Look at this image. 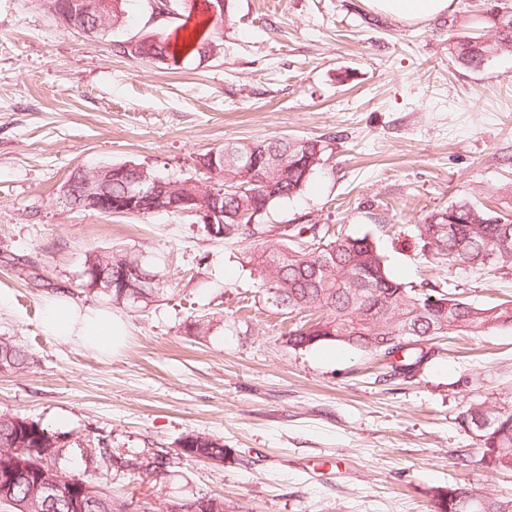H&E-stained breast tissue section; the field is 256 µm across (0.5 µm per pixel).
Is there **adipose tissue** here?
I'll return each mask as SVG.
<instances>
[{"instance_id":"1","label":"adipose tissue","mask_w":512,"mask_h":512,"mask_svg":"<svg viewBox=\"0 0 512 512\" xmlns=\"http://www.w3.org/2000/svg\"><path fill=\"white\" fill-rule=\"evenodd\" d=\"M367 3L371 9L407 24L450 14L456 9V0H367ZM42 328L49 335L71 339L100 352L116 350L127 336L125 321L112 310L82 308L64 296L46 303Z\"/></svg>"}]
</instances>
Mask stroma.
<instances>
[{"mask_svg":"<svg viewBox=\"0 0 512 512\" xmlns=\"http://www.w3.org/2000/svg\"><path fill=\"white\" fill-rule=\"evenodd\" d=\"M512 0H457L413 25L362 0H230L224 51L173 67L115 51L183 21L153 0H122V26L89 37L41 0H0V339L27 350L0 372V413L57 437L70 473L113 498L173 503L220 497L224 512H436L449 487L512 497V472L480 464L468 410L512 411V329L432 341L413 375L335 343L295 348L308 313L265 303L252 257L289 225L370 236L393 277L443 286L491 307L512 274L439 263L418 226L467 201L512 219V49L483 67L450 53L473 14ZM322 139L329 159L274 206L262 242L218 241L196 217L71 208L75 171L139 164L215 184L197 163L235 141ZM124 252L166 282L147 306L89 291V252ZM108 307L129 324L100 353L47 335L46 300ZM189 434L224 445L215 463L181 451ZM161 472L134 478L100 448Z\"/></svg>","mask_w":512,"mask_h":512,"instance_id":"obj_1","label":"stroma"}]
</instances>
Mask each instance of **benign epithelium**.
I'll list each match as a JSON object with an SVG mask.
<instances>
[{"mask_svg":"<svg viewBox=\"0 0 512 512\" xmlns=\"http://www.w3.org/2000/svg\"><path fill=\"white\" fill-rule=\"evenodd\" d=\"M94 6L79 0L70 14H55V18L70 28H76L86 35L110 30L106 14L96 12L99 19L93 24L88 22ZM112 181V168H98L92 171H77L62 187V196L68 203L83 210L104 214H136L142 211L145 201L166 197L172 204L166 207L169 212L190 214L198 218L201 224H213L221 217L219 196L210 189H204L194 182L172 183L147 174L146 168L138 169V174L130 181L126 196L122 200H113L108 191ZM26 475V464L12 462L0 470V490H7L19 478Z\"/></svg>","mask_w":512,"mask_h":512,"instance_id":"obj_1","label":"benign epithelium"}]
</instances>
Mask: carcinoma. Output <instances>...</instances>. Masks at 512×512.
Returning <instances> with one entry per match:
<instances>
[{"label": "carcinoma", "mask_w": 512, "mask_h": 512, "mask_svg": "<svg viewBox=\"0 0 512 512\" xmlns=\"http://www.w3.org/2000/svg\"><path fill=\"white\" fill-rule=\"evenodd\" d=\"M484 38H494L512 48V38L504 40L498 24L484 26L483 18L473 21L472 31L458 37L449 46L451 53L468 66L480 63L470 55L472 46ZM216 24L206 35L196 39L188 35L178 47L163 36L155 54L169 64L178 57L203 62L221 52ZM328 145L320 139H265L226 142L224 176L217 182L222 191L221 220L207 224L210 236L219 240H260L266 233L262 218L277 203L303 190L313 172L327 161ZM253 176H247L250 169ZM330 228L309 224L284 232L287 242L276 252L260 258L257 276L265 299L282 304V310L302 312L317 310L320 316L309 328L300 326L288 334L292 347H307L320 342H334L343 336V344L376 356L402 353L401 360L390 362L395 376H406L428 356L424 343L440 336H481L493 329H512V303L489 308L477 307L464 298L431 287L418 292L395 280L386 259L369 236L335 234ZM419 236L434 255L454 266L493 267L512 271V222L503 221L483 208L460 203L427 214L419 224ZM99 275L110 276L116 284L109 297L118 304H146L160 291L165 281L152 274L137 258L128 254L91 253L85 262L86 286ZM428 295H435L445 305L434 309L418 308ZM413 337V348L396 343L402 335ZM28 354L21 347L0 340V364L5 371L26 367ZM490 421L489 428L477 432L482 449L481 461L496 471H512V411L494 406L467 412L466 422ZM53 439L43 427L26 418L0 414V457L14 455L31 465L30 478L12 487V498L25 506V512H47L41 502L39 486L54 483L63 490L89 491L82 495L85 512H151L149 508H131L126 501L112 499L103 488L69 474L58 449L45 454V442ZM180 447L190 455L224 460V445L205 436L190 434ZM450 500L439 502V512H505L512 508V498L479 495L466 487L448 488ZM217 503L216 512H224V499L201 497L177 503L168 512H204L201 503Z\"/></svg>", "instance_id": "cac0c4a2"}]
</instances>
